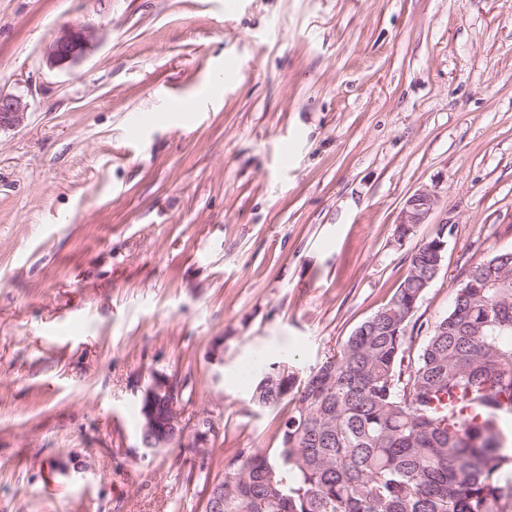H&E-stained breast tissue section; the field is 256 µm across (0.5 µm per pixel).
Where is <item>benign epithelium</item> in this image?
<instances>
[{"mask_svg": "<svg viewBox=\"0 0 512 512\" xmlns=\"http://www.w3.org/2000/svg\"><path fill=\"white\" fill-rule=\"evenodd\" d=\"M94 36V29L87 25L77 24L62 28L48 51L50 65L68 68L78 64ZM28 109L29 104L22 98L0 92V129L19 126ZM434 206V196L425 190H419L410 196L398 221L397 239L408 238L418 225L428 223ZM141 400L144 406L140 427L141 447L148 450L167 448L185 438L181 389L173 379L164 374L153 375ZM211 495L215 499L207 504L206 512H222L224 488H216L214 482L209 484L206 496Z\"/></svg>", "mask_w": 512, "mask_h": 512, "instance_id": "benign-epithelium-1", "label": "benign epithelium"}]
</instances>
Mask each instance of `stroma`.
<instances>
[{"mask_svg":"<svg viewBox=\"0 0 512 512\" xmlns=\"http://www.w3.org/2000/svg\"><path fill=\"white\" fill-rule=\"evenodd\" d=\"M0 91V512H203L279 445L263 365L332 357L440 227L427 327L512 250V0H0ZM157 373L204 446L141 448ZM94 36V29L87 25L77 24L62 28L48 51L50 65L68 68L78 64ZM28 109L29 104L22 98L0 92V129L19 126ZM434 206V196L425 190L417 191L410 196L397 223V239L405 240L414 232L418 225L429 223L428 221Z\"/></svg>","mask_w":512,"mask_h":512,"instance_id":"stroma-1","label":"stroma"}]
</instances>
